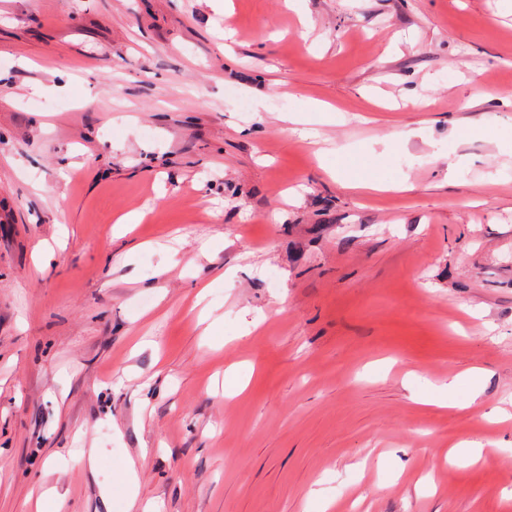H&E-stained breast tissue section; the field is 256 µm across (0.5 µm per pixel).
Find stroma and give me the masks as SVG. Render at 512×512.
Returning a JSON list of instances; mask_svg holds the SVG:
<instances>
[{
    "instance_id": "35a3bbf8",
    "label": "stroma",
    "mask_w": 512,
    "mask_h": 512,
    "mask_svg": "<svg viewBox=\"0 0 512 512\" xmlns=\"http://www.w3.org/2000/svg\"><path fill=\"white\" fill-rule=\"evenodd\" d=\"M303 7L0 0V512H512V0ZM479 442H458L448 449L446 460L450 464H476L484 461L491 451V448H483Z\"/></svg>"
}]
</instances>
